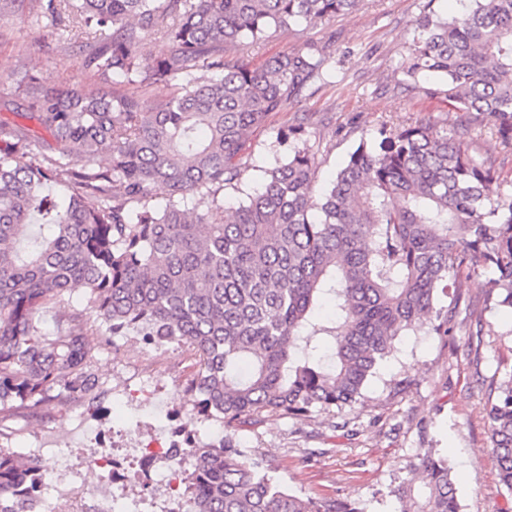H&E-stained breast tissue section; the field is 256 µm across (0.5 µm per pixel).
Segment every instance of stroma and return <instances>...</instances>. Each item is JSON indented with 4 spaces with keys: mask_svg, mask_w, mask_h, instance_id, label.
<instances>
[{
    "mask_svg": "<svg viewBox=\"0 0 512 512\" xmlns=\"http://www.w3.org/2000/svg\"><path fill=\"white\" fill-rule=\"evenodd\" d=\"M462 9L460 0H360L353 13L334 21L293 26L261 42L229 46L228 59L254 66L279 52L307 48L326 49L334 65L329 84L270 116L253 133L245 190L260 182V165L287 154L280 135L298 123L325 185L359 142L380 127L424 120L454 127L464 121L463 113L435 95L434 83L408 88L402 69L415 20L430 11L448 16ZM0 32L20 40L16 48L0 46V67L35 64L47 86L66 79L81 82L80 50L71 45L70 31L51 16L17 11L0 17ZM49 43L68 50L47 52ZM473 148L478 157L496 161L501 172L491 194L512 195V146L486 126ZM485 289V277H474L464 282L458 303L440 298L448 310L449 334L400 337L358 403L316 408L306 418L269 417L242 427L237 442L292 489L320 498L357 499L366 512H399L401 505L387 497L388 488L407 476L423 449L432 448L449 460L461 512H512V493L500 484L490 454L484 411L490 388L512 374V317L484 308ZM103 337L100 331L93 336L101 344L95 366L97 408L76 403L45 409L28 422L10 419L12 434L0 437V448H35L51 437L81 467L89 455L139 446L190 419L187 362L177 344L151 348L129 335L106 346ZM141 377L152 378L162 414L136 405L113 409V395ZM393 379L403 380V387L390 388Z\"/></svg>",
    "mask_w": 512,
    "mask_h": 512,
    "instance_id": "1",
    "label": "stroma"
}]
</instances>
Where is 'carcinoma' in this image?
Wrapping results in <instances>:
<instances>
[{
    "label": "carcinoma",
    "mask_w": 512,
    "mask_h": 512,
    "mask_svg": "<svg viewBox=\"0 0 512 512\" xmlns=\"http://www.w3.org/2000/svg\"><path fill=\"white\" fill-rule=\"evenodd\" d=\"M359 0H80L75 41L84 80L41 83L0 70L20 120L0 121V410L36 418L93 404L98 346L131 332L148 347L190 353L193 419L225 435L173 442L193 512H365L358 500L291 490L235 444L246 424L301 417L363 397L396 340L448 335L438 308L461 279L483 274L487 302L512 312V197L494 198L495 161L471 128L381 127L331 186L300 128L288 157L239 189L252 133L332 76L319 50L285 51L261 67L227 59L243 39L329 22ZM459 16L416 21L405 73L512 145V0H467ZM70 0H0L70 20ZM163 40L139 61L146 34ZM208 69L217 78L196 82ZM157 98L145 112L140 97ZM109 156V164L99 157ZM165 186V206L152 203ZM82 293L73 304V294ZM57 308L50 332L35 320ZM499 481L512 492V375L485 407ZM45 468L0 448V512H36ZM401 512H460L448 459L426 451L389 488Z\"/></svg>",
    "instance_id": "carcinoma-1"
}]
</instances>
